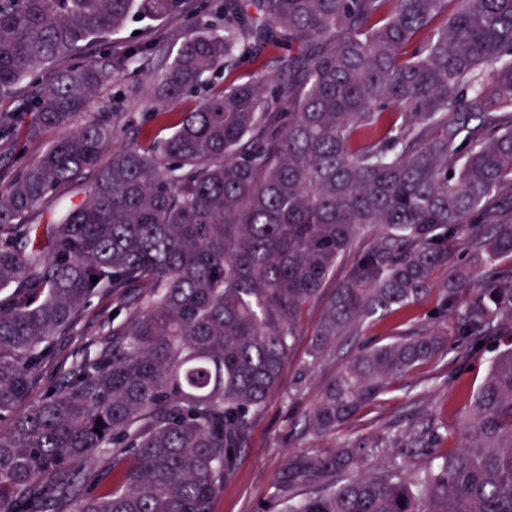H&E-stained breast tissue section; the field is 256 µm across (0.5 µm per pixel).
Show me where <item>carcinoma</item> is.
Instances as JSON below:
<instances>
[{"label": "carcinoma", "instance_id": "cac0c4a2", "mask_svg": "<svg viewBox=\"0 0 512 512\" xmlns=\"http://www.w3.org/2000/svg\"><path fill=\"white\" fill-rule=\"evenodd\" d=\"M182 0H0V101ZM171 61L124 94L142 124L185 97L169 136L132 141L124 112L86 116L122 60L57 70L0 140L64 129L0 191V512H211L254 417L343 259L310 338L314 363L373 318L438 291L458 344L512 334V0H219ZM256 64L249 80L211 74ZM78 205L35 223L67 184ZM461 242L475 277L455 261ZM453 268L440 289L432 276ZM98 278L93 283L91 279ZM95 348L64 355L95 298ZM443 350L425 325L365 346L309 428L353 420ZM22 413L18 405L32 394ZM438 461L369 465L383 443L303 452L280 512H512V342L492 358L457 445L426 426L389 442ZM101 456L116 484L82 471ZM360 472L348 476L351 467Z\"/></svg>", "mask_w": 512, "mask_h": 512}]
</instances>
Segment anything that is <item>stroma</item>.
Here are the masks:
<instances>
[{"instance_id": "stroma-1", "label": "stroma", "mask_w": 512, "mask_h": 512, "mask_svg": "<svg viewBox=\"0 0 512 512\" xmlns=\"http://www.w3.org/2000/svg\"><path fill=\"white\" fill-rule=\"evenodd\" d=\"M209 0H183L180 12L170 15L157 32H149L145 23H129L102 44L91 47L87 55L122 54L127 48L154 40L157 59L171 57L181 34L197 19ZM146 72L138 63H129L115 81L105 84L96 95L94 107L109 106L128 113L140 122L148 106L145 102L122 96L126 86L145 81ZM62 135L61 130H47L33 139H20L15 146L0 150V187H7L16 168L30 163ZM334 291L326 285L322 296L303 310L302 334L283 366L277 388L263 410L255 416L248 444L237 461L235 474L216 497L213 512H277L273 483L289 455L330 446H354L381 441L392 431H401L431 422L446 434V447H454L464 415L470 409V397L482 383L491 357L507 344L504 336L488 337L482 346L470 352L449 348L441 360L418 366L395 381L378 400L361 414L339 427L336 433L319 437L307 427V417L319 400L326 384L367 343H386L396 339L405 328L429 323L428 315L437 303L428 297L421 304L384 319L372 320L353 336L341 337L335 352L324 356L315 366H308L309 338L318 324L327 298Z\"/></svg>"}]
</instances>
